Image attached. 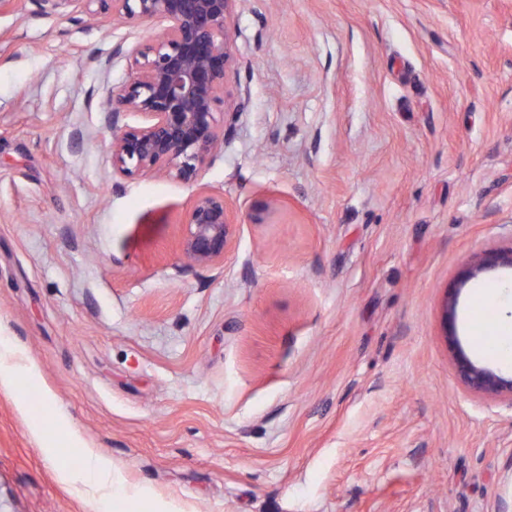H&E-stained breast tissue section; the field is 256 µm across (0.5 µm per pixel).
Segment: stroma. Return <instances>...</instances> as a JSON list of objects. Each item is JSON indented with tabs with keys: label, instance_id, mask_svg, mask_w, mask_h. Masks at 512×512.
I'll use <instances>...</instances> for the list:
<instances>
[{
	"label": "stroma",
	"instance_id": "35a3bbf8",
	"mask_svg": "<svg viewBox=\"0 0 512 512\" xmlns=\"http://www.w3.org/2000/svg\"><path fill=\"white\" fill-rule=\"evenodd\" d=\"M164 26L0 11V512H493L512 398L460 381L444 305L512 376L466 320L477 286L512 293L476 267L512 251V0H238V118L192 181L112 171V49ZM203 189L242 218L216 265L182 252ZM45 452H47L52 466L62 478H70L80 464L82 469L85 468L91 477L99 479L98 481H94L95 484L100 487L105 486L101 479L109 473L110 463L98 455L93 449H85L79 464L74 458L61 455L57 451L50 452L48 449H45Z\"/></svg>",
	"mask_w": 512,
	"mask_h": 512
}]
</instances>
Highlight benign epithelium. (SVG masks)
<instances>
[{"label": "benign epithelium", "mask_w": 512, "mask_h": 512, "mask_svg": "<svg viewBox=\"0 0 512 512\" xmlns=\"http://www.w3.org/2000/svg\"><path fill=\"white\" fill-rule=\"evenodd\" d=\"M112 20L126 24L163 19L164 31L131 51L135 72L129 83L111 92L107 123L112 127V169L123 176L153 171L191 181L224 143V128L214 106L233 69L230 21L238 0H98ZM139 114L144 123L117 128L122 114ZM237 222L224 197L200 192L183 228L182 250L198 264L224 261ZM454 348L462 382L471 390L512 395L505 378L474 363L453 328H445Z\"/></svg>", "instance_id": "benign-epithelium-1"}]
</instances>
